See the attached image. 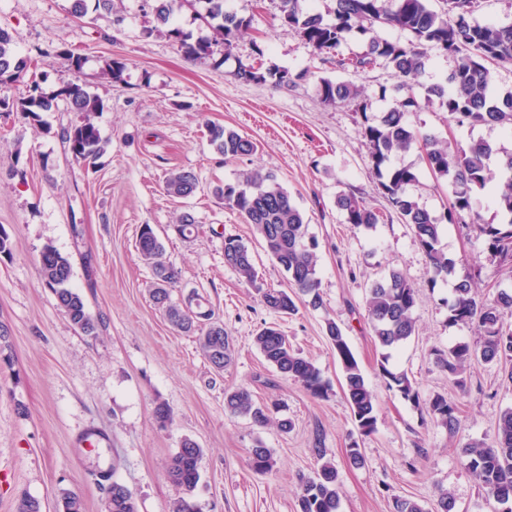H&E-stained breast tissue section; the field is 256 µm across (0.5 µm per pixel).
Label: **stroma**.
I'll return each instance as SVG.
<instances>
[{"instance_id": "1", "label": "stroma", "mask_w": 512, "mask_h": 512, "mask_svg": "<svg viewBox=\"0 0 512 512\" xmlns=\"http://www.w3.org/2000/svg\"><path fill=\"white\" fill-rule=\"evenodd\" d=\"M226 7L251 18V31L235 39L230 53L192 61L157 24L148 0H124L118 30L92 13L74 17L70 0H0V27L10 31L46 93L75 82L104 101L95 123L106 142L88 168L73 161L58 137L76 113L45 112L37 123L18 112L0 116V231L13 243L12 256L0 259V322L10 330L7 358L0 361V512H17L23 492L38 499L43 512H61L69 493L81 497L83 512H106L105 488L91 477L98 467L112 468L114 479L134 492L138 512H170L178 491L166 466L187 438L203 450L194 494L199 512H298L297 476L315 468L318 436L338 471L340 512H394L398 498L434 512L444 490L453 495L455 512H497L461 450L489 441L501 412L512 408V381L503 364H478L461 390L437 366L433 348L473 344L478 335L471 326L449 323L450 282L433 280L411 225L390 212L360 133L363 115L350 105L324 106L316 94L323 78L356 82L373 116L392 103L381 91L397 84L393 69L381 63L357 74L323 62L279 20V0H227ZM64 47L80 56V70L59 57ZM115 59L125 64L119 83L101 76ZM241 63L288 70L295 84L279 89L238 80ZM411 120L440 136L484 139L498 155L512 154V134L499 126L453 127L447 113L429 108ZM210 123L248 136L256 152L218 155L207 142ZM398 161L418 173L411 192L419 204L443 216L448 192L418 151ZM178 169L199 179L196 192L181 199L164 190ZM257 169L276 172L317 243L320 309L269 310L224 263L225 238L239 237L264 287L288 284L251 226L215 193ZM349 191L378 212V224L360 230L345 224L336 198ZM185 211L197 228L184 239L172 227ZM144 224L162 239L166 261L179 272L172 301L198 294L232 337L234 362L224 372H215L196 338L177 332L154 305L152 271L136 249ZM441 245L457 263L479 271L485 298L512 286V268L492 264L465 224H443ZM47 246L70 257L69 286L98 317L96 335L75 329L42 284L39 258ZM393 268L416 289V334L386 361L366 299L371 282ZM329 320L343 329L377 396L370 433L359 430L343 396L341 368L325 333ZM268 325L320 369L331 385L327 397H311L264 360L253 339ZM389 370L406 373L422 396L453 399L459 432L449 433L391 388ZM240 386L257 402L278 403L291 429L260 428L225 414V390ZM160 403L172 416L164 426L154 417ZM258 441L277 461L273 472L260 474L248 464ZM354 444L364 467L346 460Z\"/></svg>"}]
</instances>
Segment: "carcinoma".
<instances>
[{
    "instance_id": "1",
    "label": "carcinoma",
    "mask_w": 512,
    "mask_h": 512,
    "mask_svg": "<svg viewBox=\"0 0 512 512\" xmlns=\"http://www.w3.org/2000/svg\"><path fill=\"white\" fill-rule=\"evenodd\" d=\"M156 21L167 26L174 14L188 6L203 18L212 36L192 38L178 27L168 35L182 54L190 60L213 56L214 48L229 45L239 35L250 30L252 19L239 16L224 8V0H152ZM332 7L324 13L315 11L305 0H281V20L297 30L318 55L336 59V67L355 73L372 68L379 62L392 67L399 79L397 90L405 97L397 99L380 115H367L368 103L363 101L362 86L351 82L320 79L318 95L323 104L339 106L353 103L362 113L361 135L368 149L372 168L379 179L381 193L390 209L406 224L412 225L416 239L425 253L433 277L452 279L448 297V322L475 327L479 341L475 345L458 343L436 350V363L460 389L466 388L464 377L468 368L479 363H512V326L504 315L512 313V288L497 290L493 299H485L474 284L468 270H457V263L441 247V220L421 206L411 193L418 182L417 172L410 165H396L393 159L412 149H418L436 181L448 188V223L468 221L476 236L483 239L491 262L502 267L512 264V154L499 159L505 177L503 186L494 196L497 209L507 217L503 224H486L475 210L473 192L484 188L492 178L491 145L480 139L462 144L427 133L409 119L408 108L419 103L415 90L424 91L427 107H437L459 125H497L512 129V91L497 93L491 83L489 63H512V23H480L472 19L473 0H444L445 8L438 12L429 0H331ZM110 17L115 27L124 21L115 0H71V11L84 17L89 11ZM379 27L398 28L411 34L406 43L375 35ZM366 37L362 53L344 57L339 48L354 35ZM438 50L452 65L441 83L423 82L429 57L427 48ZM27 61L17 57L14 41L8 31L0 28V112H22L37 121L42 112L58 109V101L66 103L80 119L61 130L59 136L66 152L75 161L93 165L103 154L106 142L102 139L93 116L103 110L101 98L69 82L57 93H45L36 78L26 79ZM234 76L245 82L262 83L268 80L278 86H289L294 80L286 70L252 64H239ZM22 83L25 94L15 98L4 94L9 86ZM209 145L224 158L251 155L255 146L247 137L219 124L208 126ZM194 172L176 170L166 181L168 195L176 198L190 196L197 188ZM224 204L237 211L253 233L263 243L269 257L285 272L293 290L264 288L257 284L252 251L237 237L224 238V263L256 287L263 304L274 311L292 314L298 306L318 309L323 301L318 276L317 243L309 236L308 224L292 195L270 170L246 174L235 184L221 190ZM337 206L345 223L354 229L371 228L378 223V214L352 192L337 197ZM137 249L152 269L150 296L155 306L163 309L171 326L185 334L198 336L200 347L208 362L218 371L226 370L233 362L231 339L217 321L199 323L180 305L171 302L170 288L179 279V272L165 259V247L149 224L141 226ZM42 282L55 295L57 304L79 331L94 335L98 321L90 314L85 297L69 287L72 276L71 260L52 247L40 255ZM416 289L406 275L391 269L374 280L368 288L367 319L375 342L382 349L383 360L390 351L415 334L413 308ZM326 336L342 371V389L359 430L370 433L377 423L378 403L366 384L343 330L334 321L326 323ZM265 361L278 373L302 383L314 398H324L330 389L321 371L308 359L296 353L285 336L274 326L263 328L254 339ZM386 377L402 396L414 405H424L437 424L454 433L459 428V408L443 394L421 400L420 392L407 375L391 372L381 365ZM224 411L230 416L250 418L256 425L265 426L274 420L278 405H261L254 401L246 388L224 392ZM312 452L318 467L309 476L299 477V512H339L338 472L327 458L322 438H317ZM466 465L484 495L501 506L502 512H512V408L504 410L490 441L463 448ZM202 449L186 439L170 459L167 473L180 491L171 512H197L192 496L199 480ZM250 467L269 473L276 466L270 449L260 441L249 451ZM96 481H107L108 512H137L134 492L125 484L112 479V472L91 473Z\"/></svg>"
}]
</instances>
